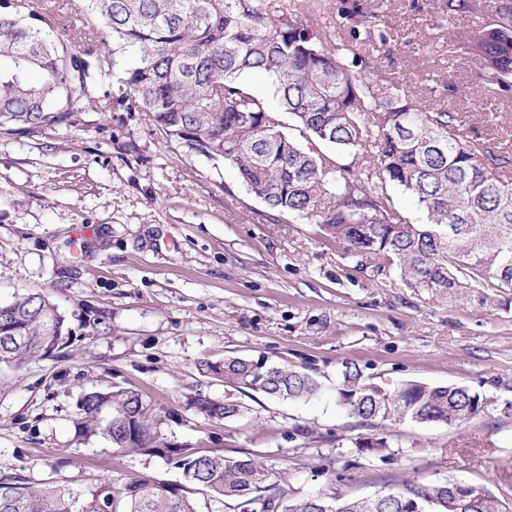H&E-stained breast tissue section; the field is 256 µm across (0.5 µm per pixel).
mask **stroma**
Listing matches in <instances>:
<instances>
[{
	"instance_id": "1",
	"label": "stroma",
	"mask_w": 512,
	"mask_h": 512,
	"mask_svg": "<svg viewBox=\"0 0 512 512\" xmlns=\"http://www.w3.org/2000/svg\"><path fill=\"white\" fill-rule=\"evenodd\" d=\"M364 4L391 31L373 50L379 77L462 113L467 140L512 160V103L448 41L480 27L494 0L460 21L441 0ZM38 10L74 53L91 45L86 0H40ZM119 84L111 74L64 123L0 126V302L46 291L71 330L57 355L0 366V470L85 494L135 475L180 481L173 460L77 436L84 393L133 387L162 419L160 442L251 457L284 476L293 500L332 483L360 497L455 478L512 507V305L368 277L321 225L271 211L230 166L166 142L146 113L114 110ZM231 353L305 368L322 391L276 402L201 376V360ZM348 362L390 390L410 380L468 388L481 407L458 429H391L385 457L358 452L367 429L336 397ZM198 396L245 411L211 422Z\"/></svg>"
}]
</instances>
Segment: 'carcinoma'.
Segmentation results:
<instances>
[{
    "label": "carcinoma",
    "mask_w": 512,
    "mask_h": 512,
    "mask_svg": "<svg viewBox=\"0 0 512 512\" xmlns=\"http://www.w3.org/2000/svg\"><path fill=\"white\" fill-rule=\"evenodd\" d=\"M90 17L108 28L110 54L80 58L71 45L38 26L32 0H0V125H51L80 110L97 84L132 55L115 107L147 112L166 140L194 155L228 163L250 194L269 209L322 225L357 258L360 270L395 273L404 286L450 298L478 292L486 301L512 291V176L461 134L463 120L426 105L404 83L373 77L381 68L367 47L391 32L375 13L340 0L336 17L312 18L303 0H87ZM448 16L465 17L476 0H445ZM448 41L476 62L478 81L512 100V0H497L483 26ZM40 72L41 79L31 80ZM261 73L269 95L247 78ZM330 152L312 154L299 139ZM352 155L348 165L336 157ZM423 215L410 224L392 189ZM66 316L43 291L0 303V364L21 369L50 357L69 340ZM205 377L270 400L302 401L319 380L288 364H259L231 355L204 360ZM339 403L373 429L355 447L390 448L387 424L462 425L479 395L456 385L409 381L388 390L347 364L336 382ZM211 421L241 415L234 401H193ZM160 419L136 389L91 391L81 398L75 428L100 434L122 453L176 458L183 483L173 489L147 477L121 488L100 484L90 496L67 485L33 486L0 477V512H198L200 494L230 512H508L490 490L456 500L452 483L406 481L364 498L330 487L297 501L253 459L218 450L161 444Z\"/></svg>",
    "instance_id": "1"
}]
</instances>
